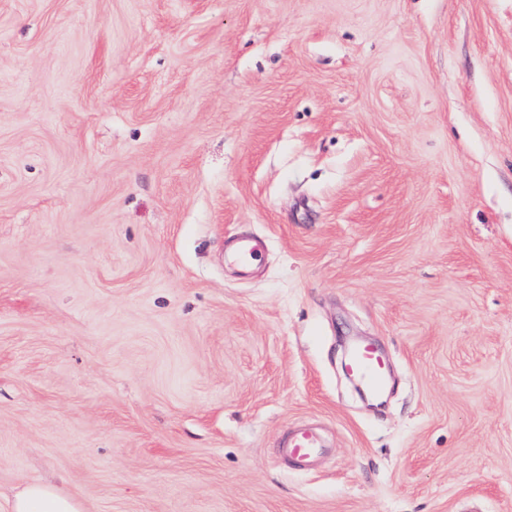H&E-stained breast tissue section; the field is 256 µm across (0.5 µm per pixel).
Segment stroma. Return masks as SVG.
Returning a JSON list of instances; mask_svg holds the SVG:
<instances>
[{"label":"stroma","instance_id":"obj_1","mask_svg":"<svg viewBox=\"0 0 512 512\" xmlns=\"http://www.w3.org/2000/svg\"><path fill=\"white\" fill-rule=\"evenodd\" d=\"M39 480L512 512V0H0V512ZM351 374L371 389L386 386L387 370L383 359L370 343H363L354 353L350 362ZM280 451L296 468L307 470L326 455L327 448H324L323 438L317 431L301 426L288 434Z\"/></svg>","mask_w":512,"mask_h":512}]
</instances>
